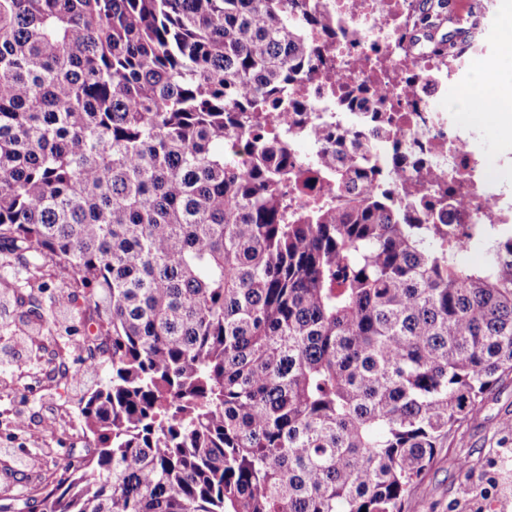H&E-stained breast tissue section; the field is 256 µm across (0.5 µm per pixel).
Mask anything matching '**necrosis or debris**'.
<instances>
[{
    "label": "necrosis or debris",
    "instance_id": "obj_1",
    "mask_svg": "<svg viewBox=\"0 0 512 512\" xmlns=\"http://www.w3.org/2000/svg\"><path fill=\"white\" fill-rule=\"evenodd\" d=\"M340 32L330 54L336 62L331 73L314 71L303 90L309 104L332 107L329 89L345 83L359 84L386 66L391 78L387 93L399 99L400 126L411 134L413 147L430 151L429 167L441 179H461L470 189L464 207H452L453 224H512V195L489 192L490 169L473 150L445 112L434 104L438 84L446 68L470 69L473 56L484 54L489 36V17L460 16L470 33L468 51L439 57L423 47L399 41L411 27V0H330ZM333 108V107H332Z\"/></svg>",
    "mask_w": 512,
    "mask_h": 512
}]
</instances>
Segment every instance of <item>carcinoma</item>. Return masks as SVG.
Wrapping results in <instances>:
<instances>
[{
	"instance_id": "carcinoma-1",
	"label": "carcinoma",
	"mask_w": 512,
	"mask_h": 512,
	"mask_svg": "<svg viewBox=\"0 0 512 512\" xmlns=\"http://www.w3.org/2000/svg\"><path fill=\"white\" fill-rule=\"evenodd\" d=\"M447 13L404 37L444 53ZM335 27L326 0H0V249L66 271L111 367L43 512H404L512 373V224L448 223L462 184L387 95L389 157L293 97Z\"/></svg>"
}]
</instances>
